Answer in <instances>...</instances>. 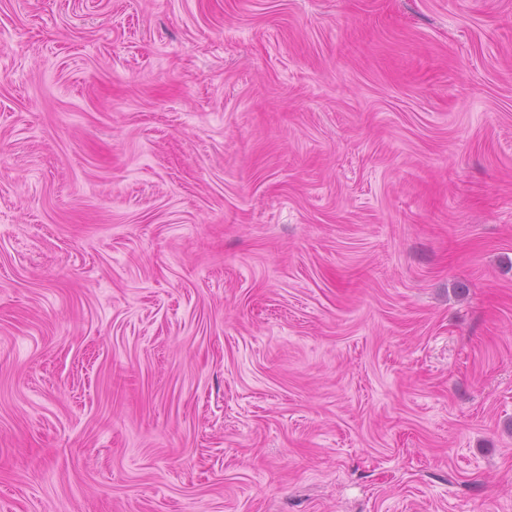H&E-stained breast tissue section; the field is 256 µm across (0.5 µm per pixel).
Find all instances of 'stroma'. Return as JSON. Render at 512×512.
Listing matches in <instances>:
<instances>
[{"label": "stroma", "instance_id": "35a3bbf8", "mask_svg": "<svg viewBox=\"0 0 512 512\" xmlns=\"http://www.w3.org/2000/svg\"><path fill=\"white\" fill-rule=\"evenodd\" d=\"M0 512H512V0H0Z\"/></svg>", "mask_w": 512, "mask_h": 512}]
</instances>
